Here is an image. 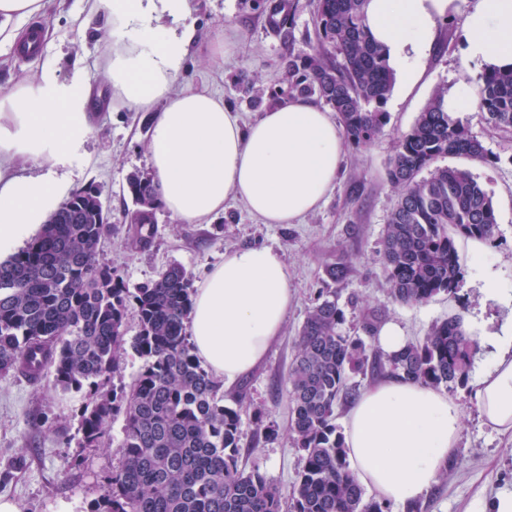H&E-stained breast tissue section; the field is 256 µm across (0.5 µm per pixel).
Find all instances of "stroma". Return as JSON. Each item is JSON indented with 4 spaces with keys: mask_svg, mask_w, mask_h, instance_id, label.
<instances>
[{
    "mask_svg": "<svg viewBox=\"0 0 512 512\" xmlns=\"http://www.w3.org/2000/svg\"><path fill=\"white\" fill-rule=\"evenodd\" d=\"M317 0H191L190 23L200 37L224 22L237 25L242 38L233 55L208 58L200 43L191 45L179 81L205 86L224 100L240 121L248 122L270 109V89L282 88L280 62L293 54H312L318 44ZM465 13L438 21L431 47L418 64L416 82L395 83L384 106L389 121L383 133L365 148L347 147L336 182L321 208L292 224H266L243 203L228 198L224 211L208 224H183L166 209L157 212L152 244L142 250L126 244L125 213L132 202L126 181L135 172H149L151 115L124 108L99 112L79 154L62 171L73 190L99 187L112 222V234L100 246V258L112 265L128 288L155 278L178 264L201 283L227 251L245 246H271L288 265L293 304L281 335L264 360L247 376L222 390L225 400L244 395L241 407L242 466H258L267 478L290 493L303 465L302 454L288 436V368L307 312L320 291L335 292L345 312V329L356 333L368 311L381 322L399 323L411 340L426 336L432 324L464 310L494 331L512 321V307L483 301L485 275L512 289V133L493 129L480 110L458 118L479 139L493 164L465 156L442 163L470 171L491 194L499 231L486 241L481 258L472 254V240L458 239L463 278L456 292L430 302L406 306L389 297L390 284L381 259L382 240L397 191L386 178L398 137L414 123L435 90L467 89L479 96L478 68L464 69L461 58ZM43 52L26 57L17 50L1 52L0 91H6L44 67L63 79L83 71L93 90L105 89L104 61L111 26L105 14L88 12V0H50L45 15ZM248 77L262 95L257 105L238 84ZM343 274L331 278V267ZM448 395L461 407L462 431L448 477L418 501L413 512H490L493 502L512 495V434L487 426L464 386ZM85 391H62L52 374L35 383L9 373L0 375V496L15 501L20 512H93L107 490V480L122 462L123 419L115 417L99 448L79 445ZM262 410L277 429L274 440L253 443V412Z\"/></svg>",
    "mask_w": 512,
    "mask_h": 512,
    "instance_id": "1",
    "label": "stroma"
}]
</instances>
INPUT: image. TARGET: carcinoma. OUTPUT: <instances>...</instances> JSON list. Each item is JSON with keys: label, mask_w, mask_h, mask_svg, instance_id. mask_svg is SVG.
Masks as SVG:
<instances>
[{"label": "carcinoma", "mask_w": 512, "mask_h": 512, "mask_svg": "<svg viewBox=\"0 0 512 512\" xmlns=\"http://www.w3.org/2000/svg\"><path fill=\"white\" fill-rule=\"evenodd\" d=\"M367 0H318L315 53L284 59L288 95L315 97L338 115L346 140L371 145L384 131L395 85L386 53L364 23ZM478 108L493 128L512 132V69L482 72ZM437 90L399 139L389 161L398 189L382 260L392 301L421 305L455 289L462 277L455 236L491 240L498 232L492 197L465 169L437 165L451 155L489 161L482 142L445 108ZM428 171V176L421 173ZM127 192L128 244L148 247L160 203L152 177L135 172ZM111 231L99 189L74 192L20 252L0 262V374L39 380L54 373L63 391L89 389L81 445L96 448L123 413V462L92 512H282V492L257 467L240 466L241 415L200 365L187 333L191 275L172 265L134 289L101 261ZM135 306L133 348L145 366L129 390L106 389L125 351V316ZM336 293L319 295L303 322L288 370L289 431L303 466L289 512H390L365 499L347 458L336 409L356 396L349 375H392L432 387L467 380L475 355L457 318L432 325L394 355L372 347L377 318L364 335L345 332ZM255 442L275 429L254 415Z\"/></svg>", "instance_id": "1"}]
</instances>
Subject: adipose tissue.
I'll return each mask as SVG.
<instances>
[{
  "label": "adipose tissue",
  "instance_id": "adipose-tissue-1",
  "mask_svg": "<svg viewBox=\"0 0 512 512\" xmlns=\"http://www.w3.org/2000/svg\"><path fill=\"white\" fill-rule=\"evenodd\" d=\"M88 2L112 25L104 74L113 105L153 114L149 162L174 217L210 223L230 195L266 224H290L319 209L346 150L327 111L296 97L241 125L222 97L178 82L197 38L187 22L190 0ZM45 7V0H0V46L27 44L26 24ZM461 11L463 66H512V0H369L367 25L409 82L436 21ZM98 108L79 71L63 81L44 68L0 95V255L45 224L69 195L72 183L58 170L82 147ZM23 162L36 164L39 174L19 177ZM292 299L280 251L225 252L193 293L190 333L199 360L235 383L280 336ZM460 322L484 356L470 396L492 430L512 432V322L494 333L468 314ZM461 427L460 407L445 391L393 376L363 390L343 419L359 483L399 506L437 484L457 454Z\"/></svg>",
  "mask_w": 512,
  "mask_h": 512
}]
</instances>
